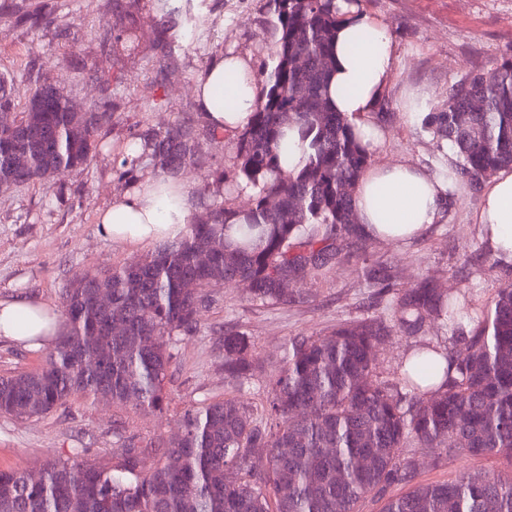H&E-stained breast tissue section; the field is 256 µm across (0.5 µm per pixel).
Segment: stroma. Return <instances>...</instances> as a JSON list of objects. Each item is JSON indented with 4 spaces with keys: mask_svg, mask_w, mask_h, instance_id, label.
<instances>
[{
    "mask_svg": "<svg viewBox=\"0 0 512 512\" xmlns=\"http://www.w3.org/2000/svg\"><path fill=\"white\" fill-rule=\"evenodd\" d=\"M43 2L46 16L37 26L9 13L0 15V73L13 75L17 104H24L34 88L27 72L36 61L41 82L60 86L81 109L99 98L98 75L111 76L117 105L111 126L101 133L105 148L87 168L65 172L46 184L0 186V300L25 294L57 308L63 288L75 276L131 264L152 252L151 247L114 243L97 233L98 212L128 188L118 177L121 146L138 131L162 129L182 117L202 126L192 93L199 72L228 51L260 65L274 33L266 0H192L176 30L181 49L161 77L155 51L159 17L146 0ZM362 9L388 26L397 52L393 84L380 114L373 118L383 134L372 152L373 165L409 161L439 174L447 172V142L423 132L421 115L405 112L404 99L411 92L423 93L427 110L439 109L453 82L512 56V0H363ZM131 23L141 36V51L131 56L102 53V27L111 26L117 33ZM76 33L81 40L74 45L70 39ZM234 142L231 136L203 141L202 163L180 172V179L201 200L194 218H203L216 201L229 208L250 205L248 195L227 191ZM482 198V191L461 188L441 224L417 239H366L369 259L392 266L393 284L382 305L392 303L424 276L441 293L466 295L476 307L512 284V265H501L480 238L475 216ZM336 248L335 265L304 283L295 302L262 304L236 283L214 289L213 301L201 309L196 329L178 337L166 380L171 403L163 413L75 396L40 418L0 416V470L32 471L46 457L65 458L77 448L99 462L112 463L121 437L171 440L180 434L187 408L226 395L265 417L269 379L292 338L327 335L375 313L356 247L340 238ZM230 331L247 338L254 357V375L240 389L224 380V335ZM471 331L466 321L449 327L432 319L412 330H393L374 347L376 376L397 383L406 360L425 344L465 356ZM118 426L123 429L119 437L113 433ZM413 454L423 483L449 482L465 471L504 470L511 465L502 457L448 456L440 448H417Z\"/></svg>",
    "mask_w": 512,
    "mask_h": 512,
    "instance_id": "35a3bbf8",
    "label": "stroma"
}]
</instances>
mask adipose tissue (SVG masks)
<instances>
[{
  "label": "adipose tissue",
  "instance_id": "adipose-tissue-1",
  "mask_svg": "<svg viewBox=\"0 0 512 512\" xmlns=\"http://www.w3.org/2000/svg\"><path fill=\"white\" fill-rule=\"evenodd\" d=\"M396 49L383 23L351 10L336 30L331 97L337 111L352 118L367 148L380 132L370 116L390 87ZM194 95L204 123L220 135L244 130L261 97V84L249 59L235 53L215 57L197 76ZM446 184L441 175L397 162L369 170L354 191L357 222L364 236L403 241L441 223ZM200 201L184 181L147 175L114 199L97 218L100 237L135 246L181 239ZM479 235L490 254L512 264V169L498 171L483 191L476 215ZM60 333L57 313L30 296L0 301V336L25 347H49Z\"/></svg>",
  "mask_w": 512,
  "mask_h": 512
}]
</instances>
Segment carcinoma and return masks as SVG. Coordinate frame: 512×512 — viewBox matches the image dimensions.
Masks as SVG:
<instances>
[{
    "instance_id": "cac0c4a2",
    "label": "carcinoma",
    "mask_w": 512,
    "mask_h": 512,
    "mask_svg": "<svg viewBox=\"0 0 512 512\" xmlns=\"http://www.w3.org/2000/svg\"><path fill=\"white\" fill-rule=\"evenodd\" d=\"M149 2L168 33L178 10L171 0ZM360 3L268 0L276 40L252 122L233 147L228 186L230 192L251 189L253 204L243 212L214 203L205 221L189 220L180 241L136 264L72 280L62 293L66 327L42 364L0 375V416L42 417L75 395L161 413L170 402L165 380L176 337L197 326L210 289L243 283L252 300L286 305L295 297L280 281L303 282L330 267L336 237H362L353 192L371 153L329 95L343 6ZM12 13L32 25L44 18L18 4ZM118 42L137 51L136 29L104 34L106 50ZM179 49L165 38L159 68ZM11 84L0 75V179L26 187L49 181L57 170L86 167L112 122V100L73 112L64 93L48 95L38 85L16 112ZM21 126L37 136H22ZM291 127L310 138L305 164L293 172L281 155ZM422 129L454 150L451 197L458 187L474 188L512 166V57L452 84L446 108L428 113ZM202 135L217 139L211 129ZM202 135L188 119L148 128L126 145L120 174L133 177L148 160L158 172L176 175L199 162ZM270 198L277 208L268 206ZM187 278L196 282L192 292L183 288ZM365 280L382 296L390 266L366 265ZM100 290L111 296L109 312L97 305ZM465 316L474 331L464 358L441 361L437 350L423 347L405 362L401 386L372 380L373 344L392 327L413 328L426 318L456 324ZM112 319L125 324L124 334L109 335ZM106 344L110 360L102 355ZM251 371L245 337L224 335V377L241 387ZM269 406L268 425L231 396L186 409L181 434L148 469L149 448L130 441L112 466L78 450L45 459L36 472L0 471V512H363L365 501L391 484L407 490L388 498L381 512H512V473L463 472L451 483H421L412 458L397 454L443 448L512 462V285L473 313L465 299L444 296L423 280L396 299L389 321L376 315L327 336L295 338L270 380ZM257 454L266 457L259 474L253 471ZM230 467L249 480L227 483Z\"/></svg>"
}]
</instances>
